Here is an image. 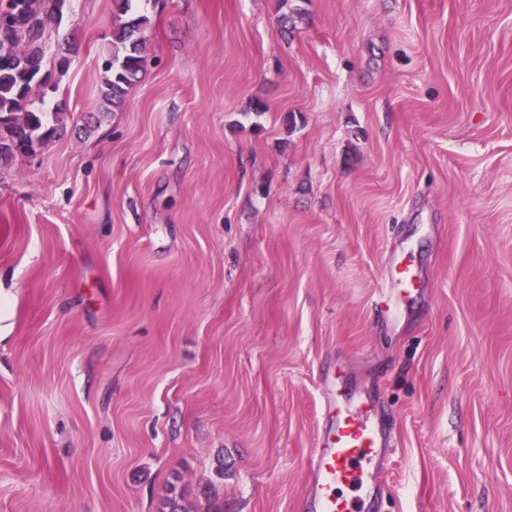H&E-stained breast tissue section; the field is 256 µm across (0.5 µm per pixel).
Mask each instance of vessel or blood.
<instances>
[{"label":"vessel or blood","mask_w":512,"mask_h":512,"mask_svg":"<svg viewBox=\"0 0 512 512\" xmlns=\"http://www.w3.org/2000/svg\"><path fill=\"white\" fill-rule=\"evenodd\" d=\"M321 380L336 397L325 405L303 507L305 512H373L376 462L390 450L391 437L367 396L346 392L334 372H323Z\"/></svg>","instance_id":"b4317fda"}]
</instances>
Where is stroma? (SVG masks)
Instances as JSON below:
<instances>
[{
    "label": "stroma",
    "mask_w": 512,
    "mask_h": 512,
    "mask_svg": "<svg viewBox=\"0 0 512 512\" xmlns=\"http://www.w3.org/2000/svg\"><path fill=\"white\" fill-rule=\"evenodd\" d=\"M138 9L118 109L112 0L48 22L67 132L0 175V512H303L330 366L380 512H512V0ZM150 25L145 14L132 16L119 22L112 31V56L104 62V97L112 107H120L128 89L147 67L143 49V33Z\"/></svg>",
    "instance_id": "stroma-1"
}]
</instances>
